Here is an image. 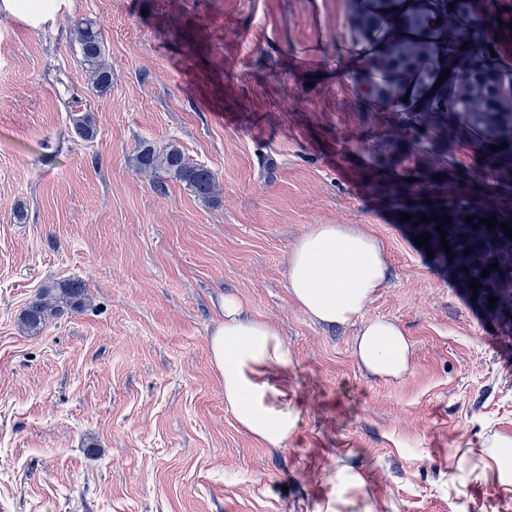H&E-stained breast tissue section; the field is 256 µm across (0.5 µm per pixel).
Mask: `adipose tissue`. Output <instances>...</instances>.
Returning a JSON list of instances; mask_svg holds the SVG:
<instances>
[{
    "mask_svg": "<svg viewBox=\"0 0 512 512\" xmlns=\"http://www.w3.org/2000/svg\"><path fill=\"white\" fill-rule=\"evenodd\" d=\"M63 0H0V17L38 28L55 21ZM387 260L378 239L348 224H315L288 258V293L314 322L329 326L360 322L354 339L358 364L374 376L397 379L411 368V344L386 319L363 320L368 302L382 288ZM210 353L224 379V405L240 429L270 448L286 447L300 421L301 402L288 387L293 360L279 331L250 316L236 295L219 303Z\"/></svg>",
    "mask_w": 512,
    "mask_h": 512,
    "instance_id": "ef3b65f1",
    "label": "adipose tissue"
}]
</instances>
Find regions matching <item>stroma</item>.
<instances>
[{"instance_id": "obj_1", "label": "stroma", "mask_w": 512, "mask_h": 512, "mask_svg": "<svg viewBox=\"0 0 512 512\" xmlns=\"http://www.w3.org/2000/svg\"><path fill=\"white\" fill-rule=\"evenodd\" d=\"M471 3L477 42L512 64V0ZM351 10L65 0L40 29L0 21V512H310L337 471L364 481L357 512H512V468L490 451L512 438V308L475 298L436 249L469 217L512 224V153L454 113L402 126L362 98ZM78 20L103 36L100 96ZM145 142L210 168L218 202L136 170ZM314 224L381 242L388 279L363 316L405 331L402 378L358 365L357 325L292 301L288 254ZM69 278L85 306L23 333L26 303ZM227 293L292 354L303 412L285 448L224 406L209 339Z\"/></svg>"}]
</instances>
